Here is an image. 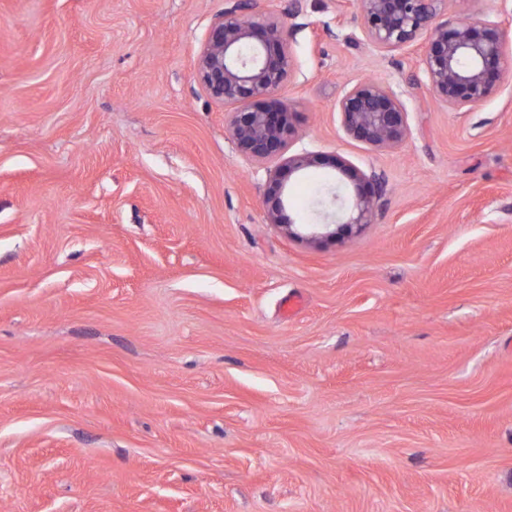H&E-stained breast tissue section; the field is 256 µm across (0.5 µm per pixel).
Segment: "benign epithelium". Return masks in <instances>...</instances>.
<instances>
[{
	"label": "benign epithelium",
	"mask_w": 512,
	"mask_h": 512,
	"mask_svg": "<svg viewBox=\"0 0 512 512\" xmlns=\"http://www.w3.org/2000/svg\"><path fill=\"white\" fill-rule=\"evenodd\" d=\"M231 2L210 25L195 62L196 79L214 101L231 108L229 130L241 155L259 162L281 157V169L302 171L317 156L284 157L293 134L291 104L276 98L294 67L288 50L290 29L253 12V0ZM446 5L447 0H358L366 39L388 51L420 47L433 96L451 111L469 112L494 95L503 80V31L498 21L486 16L466 23L442 21ZM338 112L346 133L368 145H395L409 133L406 104L378 81H359L348 88ZM334 167L355 188L343 230L359 232L371 223L373 182L341 159ZM266 198L269 223L290 237H302L301 225L285 215L288 199L280 176L269 181Z\"/></svg>",
	"instance_id": "1"
}]
</instances>
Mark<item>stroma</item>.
<instances>
[{"label": "stroma", "instance_id": "1", "mask_svg": "<svg viewBox=\"0 0 512 512\" xmlns=\"http://www.w3.org/2000/svg\"><path fill=\"white\" fill-rule=\"evenodd\" d=\"M227 6L0 0V512H512V64L454 112L356 0H254L292 28L287 152L319 157L289 215L324 223L335 157L380 186L361 232L297 240L280 159L195 77ZM472 14L512 61V0ZM364 79L400 144L346 134ZM338 112L346 133L372 146H391L409 133V111L391 88L374 81H359L339 101ZM287 196L280 175H275L274 178L269 181L266 192V198L270 204L267 209L270 224H276L288 237L294 238H303L300 231L301 226H323L326 232H324L322 236L312 234L311 239L319 240L323 237L336 238L338 232L335 229L330 230L331 224H295L290 216L287 217L285 215L286 206L288 205Z\"/></svg>", "mask_w": 512, "mask_h": 512}]
</instances>
